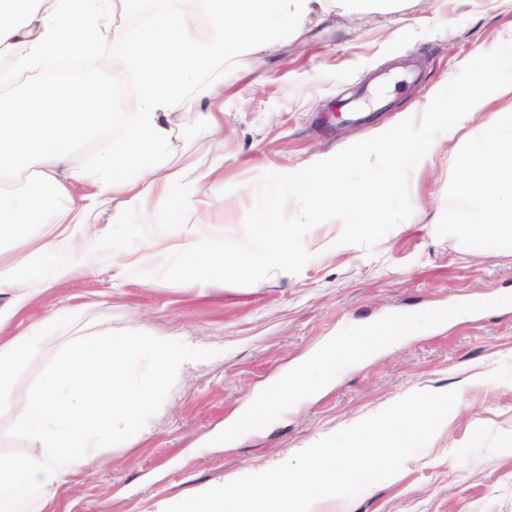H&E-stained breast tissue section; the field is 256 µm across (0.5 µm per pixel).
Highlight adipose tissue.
I'll list each match as a JSON object with an SVG mask.
<instances>
[{"label": "adipose tissue", "mask_w": 512, "mask_h": 512, "mask_svg": "<svg viewBox=\"0 0 512 512\" xmlns=\"http://www.w3.org/2000/svg\"><path fill=\"white\" fill-rule=\"evenodd\" d=\"M208 23L179 10L153 14L136 36L112 25V0H0V241L27 237L49 222L27 264L0 261V328L32 301L14 292L21 280L41 282L70 276L80 265L90 209L116 203L124 212L151 194L166 203L187 202L195 187L184 169L173 168L167 148L170 117L190 82L232 56L264 52L276 45L279 28L299 33L316 11L358 12L379 5L387 12L400 0H198ZM120 45L107 85L93 93L88 79L45 77V65L96 55L105 42ZM132 80L134 95L113 107L117 81ZM123 125L121 143L112 128ZM94 143L86 167L72 165L78 149ZM180 266L196 269L200 292L223 290L247 266L229 260L220 244L202 245L185 225H172ZM381 343L375 326L338 336L293 367L276 389L254 401L253 419L272 413L290 397L313 391L336 362L358 361Z\"/></svg>", "instance_id": "obj_1"}]
</instances>
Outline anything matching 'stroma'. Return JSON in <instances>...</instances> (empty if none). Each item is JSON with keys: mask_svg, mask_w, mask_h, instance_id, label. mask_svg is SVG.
Masks as SVG:
<instances>
[{"mask_svg": "<svg viewBox=\"0 0 512 512\" xmlns=\"http://www.w3.org/2000/svg\"><path fill=\"white\" fill-rule=\"evenodd\" d=\"M512 34V0H410L396 13L329 14L272 53L237 56L197 78L171 122L168 156L207 176L181 221L197 235L240 237L254 181L291 173L375 136L424 105L480 50ZM224 85V130L202 116L201 89ZM481 120L439 134L410 176L413 216L373 251L338 244L340 221L312 228L302 271L200 294L177 263L154 205L117 225L92 213L91 271L48 280L37 301L0 329L24 335L63 309L73 325L44 340L12 390L32 380L76 333L133 330L172 336L214 358L187 364L151 417L149 435L101 449L48 512H150L222 476L283 462L298 449L421 390L462 394L447 425L394 476L312 512H512V254L482 253L435 234L454 158ZM131 272L114 279V265ZM438 320L370 357L330 369L316 390L284 401L255 427L225 436L246 403L328 339L411 313Z\"/></svg>", "mask_w": 512, "mask_h": 512, "instance_id": "1", "label": "stroma"}]
</instances>
